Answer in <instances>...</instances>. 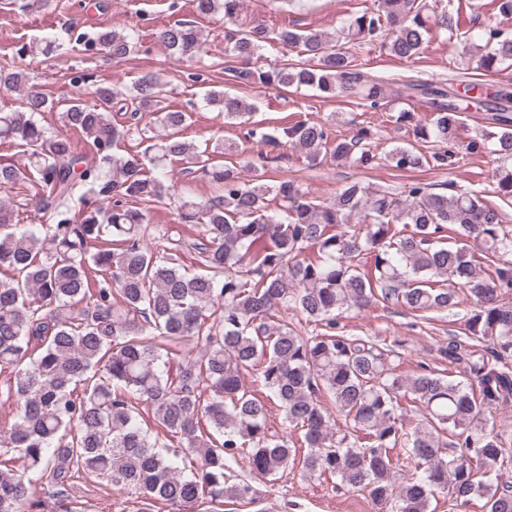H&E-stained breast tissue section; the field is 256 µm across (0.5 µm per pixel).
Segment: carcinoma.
Masks as SVG:
<instances>
[{
    "label": "carcinoma",
    "mask_w": 512,
    "mask_h": 512,
    "mask_svg": "<svg viewBox=\"0 0 512 512\" xmlns=\"http://www.w3.org/2000/svg\"><path fill=\"white\" fill-rule=\"evenodd\" d=\"M196 10L222 15L224 73L235 84L312 88L324 99L348 92L374 111L400 100L406 107L391 122L412 129L415 142L386 154L391 167L493 153L500 159L494 192L512 199V90L476 96L487 125L461 146L463 111L453 86L387 85L358 68L350 51L355 42H377L388 55L414 61L432 38H458L454 8L381 0L332 38L247 23L242 0H196ZM482 39L478 68L512 66L511 35L490 25ZM158 40L182 60L208 53L191 22H173ZM77 42L123 59L138 39L104 28ZM275 45L299 49L300 59L257 66ZM72 83L61 122L85 137L88 155L70 135L40 124L36 115L52 111L53 101L25 72L0 69L1 89L23 91L20 109L0 112V141L25 157L0 163V188L29 183L37 198L35 224L19 223L0 202V368L12 369L6 393L18 408L17 419L0 428V455L22 461L16 470L0 468V512H21L37 486L65 498L80 476L135 491L138 512L157 503L173 512L209 503L220 512L226 500H253L252 483L230 467L239 456L266 481L296 463L305 476H334L392 512H432L443 493L463 506L480 501L483 512H512V487L492 482L512 455L491 424L492 410L512 402V305L503 302L512 291V229L496 206L478 192L437 194L420 182L399 190L350 182L333 202H318L293 180L243 178L224 163L219 139L185 140L189 113L162 106V86L150 73L127 93L85 74ZM86 93L94 104L83 101ZM423 101L425 116L412 108ZM203 102L226 121L250 125L258 146L297 148L312 165L328 154L362 167L376 160L368 126L334 138L329 120L267 127L250 123L255 105L239 96L208 90ZM116 107L130 110L125 129L112 124ZM155 126L163 134L144 151L118 153L125 136L148 140ZM428 144L434 152L424 151ZM174 162L181 175L221 194L202 200L176 192L166 185ZM170 204L179 223L197 226V238L157 250L149 241L166 232L151 222L149 207ZM184 249L194 251L199 271L180 264ZM461 292L473 309L440 353L463 368L462 380L400 375L390 346L337 332L352 311L378 303L450 311ZM281 310L300 312L304 322L274 320ZM185 341L194 348L183 350ZM246 375L258 389L244 385ZM326 393L335 418L322 404ZM268 398L298 436L270 429ZM405 400L421 405L408 430ZM142 402L176 444L151 436L140 420ZM449 436L457 455L446 454Z\"/></svg>",
    "instance_id": "cac0c4a2"
}]
</instances>
